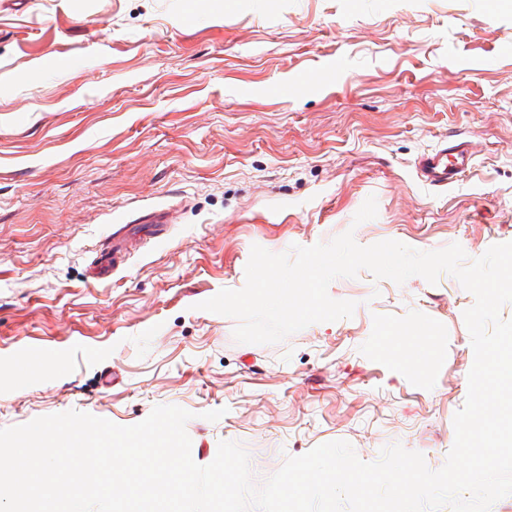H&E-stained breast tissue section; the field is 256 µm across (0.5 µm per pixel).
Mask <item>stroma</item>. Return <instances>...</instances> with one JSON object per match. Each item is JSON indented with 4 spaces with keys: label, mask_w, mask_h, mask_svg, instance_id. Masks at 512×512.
I'll return each mask as SVG.
<instances>
[{
    "label": "stroma",
    "mask_w": 512,
    "mask_h": 512,
    "mask_svg": "<svg viewBox=\"0 0 512 512\" xmlns=\"http://www.w3.org/2000/svg\"><path fill=\"white\" fill-rule=\"evenodd\" d=\"M451 134L475 165L427 188L415 161ZM154 208L167 232L87 280ZM348 231L471 260L512 241L507 0H0V428L175 405L196 463L238 442L258 484L333 441L442 468L474 360L475 298L451 274L336 278L353 315L275 344L198 307L243 288L252 246ZM140 236L135 230H128L120 237L112 238V245L100 252L95 260L94 273L91 279L101 280L108 278L124 263V257L131 241Z\"/></svg>",
    "instance_id": "obj_1"
}]
</instances>
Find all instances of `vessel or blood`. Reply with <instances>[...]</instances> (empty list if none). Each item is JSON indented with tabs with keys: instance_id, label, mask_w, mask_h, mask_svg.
I'll use <instances>...</instances> for the list:
<instances>
[{
	"instance_id": "obj_1",
	"label": "vessel or blood",
	"mask_w": 512,
	"mask_h": 512,
	"mask_svg": "<svg viewBox=\"0 0 512 512\" xmlns=\"http://www.w3.org/2000/svg\"><path fill=\"white\" fill-rule=\"evenodd\" d=\"M472 165L473 155L467 142L453 135L436 148L421 154L415 162L417 176L422 184L440 190L456 182ZM137 232L131 229L113 238L111 246L100 252L95 260L94 279L108 278L123 265L128 247Z\"/></svg>"
}]
</instances>
